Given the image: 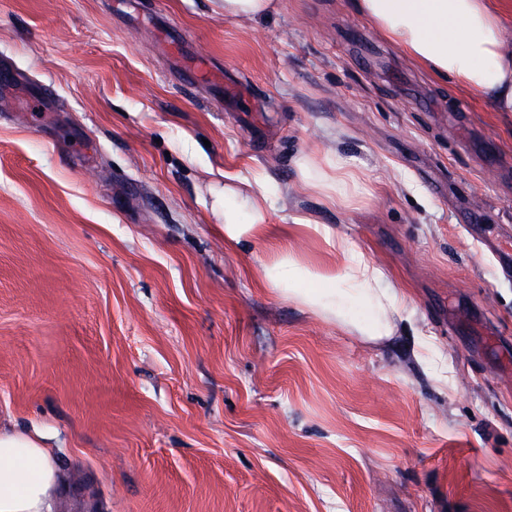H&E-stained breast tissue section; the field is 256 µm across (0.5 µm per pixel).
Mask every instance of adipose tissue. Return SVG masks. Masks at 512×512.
<instances>
[{
	"mask_svg": "<svg viewBox=\"0 0 512 512\" xmlns=\"http://www.w3.org/2000/svg\"><path fill=\"white\" fill-rule=\"evenodd\" d=\"M357 11L386 40L433 77L476 94L497 112H512V28L504 0H354ZM306 184L332 201L349 196L345 161L336 153L297 162ZM248 207L239 222L234 202ZM224 241L237 246L273 236L263 193L249 181L224 187ZM299 227L322 238L336 253V267L301 261L293 251L277 253L261 268L264 285L318 317L368 342L394 336L408 320L411 299L387 270L348 239L323 224L302 219ZM364 311V318L353 315ZM41 432L0 429V512H50L58 484L53 453Z\"/></svg>",
	"mask_w": 512,
	"mask_h": 512,
	"instance_id": "ef3b65f1",
	"label": "adipose tissue"
}]
</instances>
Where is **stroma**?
Masks as SVG:
<instances>
[{"label": "stroma", "instance_id": "stroma-1", "mask_svg": "<svg viewBox=\"0 0 512 512\" xmlns=\"http://www.w3.org/2000/svg\"><path fill=\"white\" fill-rule=\"evenodd\" d=\"M277 3L0 0V426L48 434L51 512H512V112L353 0ZM329 149L343 202L295 164ZM228 174L379 261L396 335L261 284L276 250L336 255L225 245ZM223 3L224 14L242 20H254L269 13L274 0H219ZM418 356L429 360L436 367V381L448 388V363L443 362L441 356L433 351V343L426 336H419L417 340Z\"/></svg>", "mask_w": 512, "mask_h": 512}]
</instances>
